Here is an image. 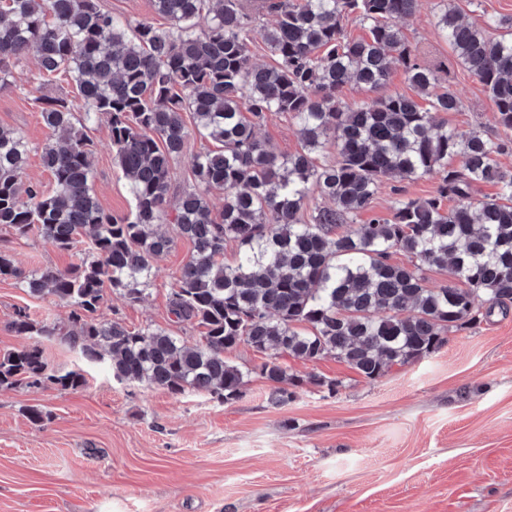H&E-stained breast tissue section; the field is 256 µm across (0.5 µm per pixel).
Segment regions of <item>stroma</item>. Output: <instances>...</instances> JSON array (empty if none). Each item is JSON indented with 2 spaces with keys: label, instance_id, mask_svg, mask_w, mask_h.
I'll list each match as a JSON object with an SVG mask.
<instances>
[{
  "label": "stroma",
  "instance_id": "1",
  "mask_svg": "<svg viewBox=\"0 0 512 512\" xmlns=\"http://www.w3.org/2000/svg\"><path fill=\"white\" fill-rule=\"evenodd\" d=\"M438 0H421L401 20L440 82L460 98L441 113L449 127L498 134L482 85L458 65L436 26ZM0 84V128L28 142L27 181L51 190L41 154L51 137L36 97L52 92L34 55L7 60ZM277 153L301 149L289 115L268 114L257 129ZM96 147L92 185L108 213L133 200L113 159L107 123L90 132ZM27 274L78 264L65 252L0 231ZM192 245L177 239L154 262L156 276L140 303L108 294L103 316L131 329L163 328L195 343L198 333L170 311V283ZM68 326L70 308L0 279V355L24 340L11 329L18 309ZM49 370L78 371L85 384L0 389V512H512V305L481 324L449 333L438 351L367 380L327 357L289 371L340 380L336 393L307 384L285 405L272 386L249 377L244 395L224 403L180 396L144 383L117 381L107 362H90L57 338L41 343ZM48 413L32 425L26 412Z\"/></svg>",
  "mask_w": 512,
  "mask_h": 512
}]
</instances>
